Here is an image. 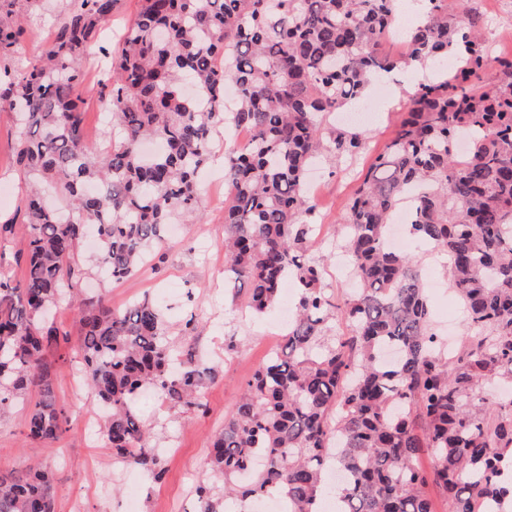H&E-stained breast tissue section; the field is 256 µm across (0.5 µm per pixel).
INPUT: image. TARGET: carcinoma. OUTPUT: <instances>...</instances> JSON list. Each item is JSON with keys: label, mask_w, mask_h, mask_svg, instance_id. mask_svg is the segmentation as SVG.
Returning a JSON list of instances; mask_svg holds the SVG:
<instances>
[{"label": "carcinoma", "mask_w": 512, "mask_h": 512, "mask_svg": "<svg viewBox=\"0 0 512 512\" xmlns=\"http://www.w3.org/2000/svg\"><path fill=\"white\" fill-rule=\"evenodd\" d=\"M396 2L140 0L98 82L115 131L105 150L83 132V59L117 0H71L43 58L0 70V108L19 114L17 165L68 201L54 208L30 189L20 208L24 277H0V413L37 391L26 437L51 445L69 431L44 353L60 336L48 312L85 275V229H96L108 281L142 272L167 225L198 212V179L220 128L241 127L254 139L224 155V288L245 292L258 314L287 277L300 297L284 345L246 382L213 440L210 466L224 490L199 486L195 512H232V501L273 493L288 498V512H317L332 465L347 474L342 512H434L431 482L448 512L512 503V413H494L478 395L489 378L512 384V58H490L481 14L456 25L459 0H419L418 23L393 57L382 46ZM27 35L0 19V59ZM450 58L459 66L419 86L354 193L340 234L357 288L336 302L309 254L317 205L303 186L324 148L316 116L360 100L398 64ZM490 65L499 77L483 88ZM229 82L237 97L228 110ZM367 142L364 130L338 132L329 148L353 158ZM410 190L411 243L447 256L448 288L465 307L467 334L451 353L412 254L386 245L390 213ZM78 315L75 351L108 409L112 457L161 478L132 400L154 389L170 407L202 411L213 369L168 336L147 297L122 311L85 301ZM335 319L350 332L324 335ZM424 449L429 473L418 465ZM0 512H55L51 474L0 473Z\"/></svg>", "instance_id": "cac0c4a2"}]
</instances>
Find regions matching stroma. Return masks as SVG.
Here are the masks:
<instances>
[{"instance_id": "obj_1", "label": "stroma", "mask_w": 512, "mask_h": 512, "mask_svg": "<svg viewBox=\"0 0 512 512\" xmlns=\"http://www.w3.org/2000/svg\"><path fill=\"white\" fill-rule=\"evenodd\" d=\"M70 0H41L25 11L29 35L7 60L8 66L20 67L41 55L58 15ZM139 9L138 0H119L99 38L90 43L84 63L83 131L100 147L110 144L108 127L101 121L97 97V74L106 59L104 49H117L124 33ZM427 68L404 69L390 78L378 79L364 101L373 107L372 119L365 129L371 152L347 160L323 152L312 169L306 186L315 194L316 224L327 240L313 243L310 253L321 260L330 277L324 286L334 299L344 300L352 292L351 283L335 277L342 254L336 238V226L345 216L355 189L384 147L394 137L409 98V88L418 86ZM15 115L0 109V187L10 189L15 198L0 202V224H13L12 232L0 234V273L13 280L23 276L27 236L17 223L20 198L28 180L20 173L14 157ZM200 220L180 225L176 235L168 237L156 250L144 273L118 283L101 280L97 257L82 251L80 259L86 275L80 287L87 294H102L113 309L125 308L133 300L149 296L161 301L167 328L179 336L184 321L196 316L198 329L190 344L199 363L211 367L216 377L203 391L205 413L182 408L155 407L152 398L138 395L133 405L138 415L151 424L153 443L163 448L162 481L144 479L136 489H129L120 478L122 464L116 463L102 436L89 435L86 419L98 409L94 391L88 384L71 385L73 346L77 332V310L61 302L55 321L62 331L57 345L47 354L55 368L53 390L57 400L70 412V430L53 445L47 446L25 437V423L32 401L17 404L0 417V471L9 473L32 463H41L54 476L56 512H71L72 502H79L81 512H125L128 496H136L138 512H192L194 489L201 482H216L207 459L213 435L224 426V418L235 407L241 390L267 355L263 332L267 317L245 315L244 300H232L224 291V186L199 184ZM238 340L234 351L224 349L226 337Z\"/></svg>"}]
</instances>
